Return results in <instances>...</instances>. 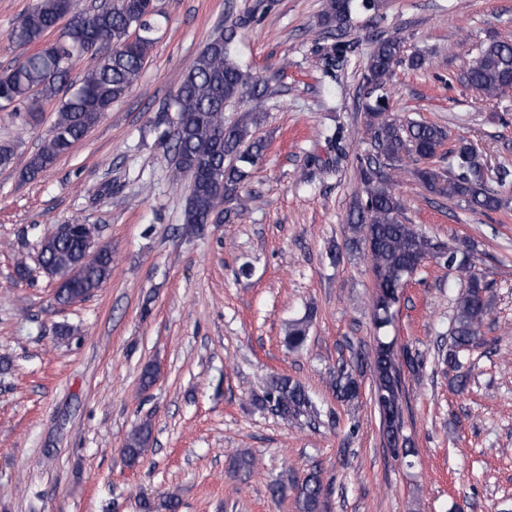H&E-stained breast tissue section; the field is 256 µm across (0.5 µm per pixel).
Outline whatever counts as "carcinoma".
<instances>
[{
  "mask_svg": "<svg viewBox=\"0 0 512 512\" xmlns=\"http://www.w3.org/2000/svg\"><path fill=\"white\" fill-rule=\"evenodd\" d=\"M375 8V0H326L322 24L329 30H342L352 13ZM160 11L157 0H98L92 12L75 9V0H36L8 34V41L24 50L21 58L0 74V108L24 106L30 117L43 103L55 101L57 119L51 135L39 149L20 160L10 145L0 146V166L17 167L22 179L30 181L67 155L96 125L112 105L125 98L138 82L155 43L154 33ZM65 25L54 42L45 37L60 22ZM238 24L214 37L193 58L186 69L173 102L165 108L175 113L178 127L171 149L179 166L175 175L186 170L192 181L183 223L197 227L217 224L244 216L245 205L234 213L219 210L218 192L239 198L238 189L249 176L263 145L249 141L250 128L264 118L261 100L267 82L251 77L232 55ZM89 55L94 65L79 82L71 80L74 59ZM347 44L338 41L321 57L324 77L334 81L346 62ZM403 59V46L395 38L376 42L364 76V112L368 147L358 157V173L365 198L357 202L348 219L346 246L364 247L376 286L387 293L400 289L430 258L444 260L450 267L469 272L468 284L456 303L451 343L444 362L459 367L460 353L472 347L492 302L484 278L472 271L471 254L457 245L446 246L405 222L402 202L395 193L394 178L404 170L403 159L416 164L411 173L432 193L472 211H496L505 199L488 187L487 171L470 144L460 139L448 151L455 172L448 178L420 163L434 158L449 133L443 128L417 120L400 121L387 112V84L394 67ZM466 85L486 98H500L512 92V42L492 39L481 47L475 62L463 74ZM247 99L251 108L232 125L224 122V106ZM341 129L324 136L331 165L343 156ZM86 247L81 225L62 226L46 236L40 245L44 275L57 284L55 300L71 304L92 296L112 275V254L103 250L92 263L82 266L71 278ZM383 299L375 297L372 306L376 330L388 327ZM314 312L288 322L285 343L290 350L301 349L308 338ZM362 361L373 374L371 400L378 411L383 433L392 457L404 460L414 455L402 437L401 373L395 363L392 344L377 337L376 349ZM336 398L353 403L360 395L356 375L340 367L331 382ZM259 407L268 408L286 421L300 422L318 415L319 409L306 388L287 376L271 377ZM152 429L144 422L128 436L123 456L128 466L139 463L151 439ZM328 489L320 474L309 473L297 486L298 512H321Z\"/></svg>",
  "mask_w": 512,
  "mask_h": 512,
  "instance_id": "cac0c4a2",
  "label": "carcinoma"
}]
</instances>
